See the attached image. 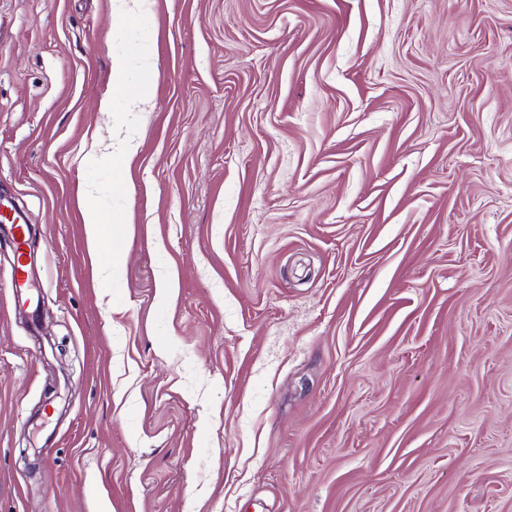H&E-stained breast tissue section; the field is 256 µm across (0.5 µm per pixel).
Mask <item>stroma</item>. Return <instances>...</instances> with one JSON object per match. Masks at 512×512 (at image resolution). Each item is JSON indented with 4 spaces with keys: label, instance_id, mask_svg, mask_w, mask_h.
Returning a JSON list of instances; mask_svg holds the SVG:
<instances>
[{
    "label": "stroma",
    "instance_id": "1",
    "mask_svg": "<svg viewBox=\"0 0 512 512\" xmlns=\"http://www.w3.org/2000/svg\"><path fill=\"white\" fill-rule=\"evenodd\" d=\"M2 198L0 512H512V0H0ZM0 222L8 229L11 240L15 242L17 251L22 255L24 246H27L28 231L27 225L18 216L9 217L7 214L1 212L0 209Z\"/></svg>",
    "mask_w": 512,
    "mask_h": 512
}]
</instances>
